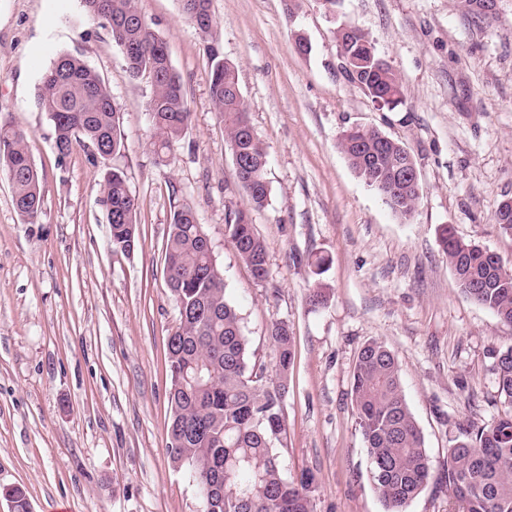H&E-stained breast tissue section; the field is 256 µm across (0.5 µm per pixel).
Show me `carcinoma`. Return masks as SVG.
<instances>
[{
	"label": "carcinoma",
	"instance_id": "cac0c4a2",
	"mask_svg": "<svg viewBox=\"0 0 512 512\" xmlns=\"http://www.w3.org/2000/svg\"><path fill=\"white\" fill-rule=\"evenodd\" d=\"M185 18L202 36L210 60V97L224 122L232 155L241 169L244 208H230L225 224L238 257L254 278L268 275L267 251L254 232L251 212L266 207L271 189L266 178L267 151L248 119L234 63L224 57L210 0H179ZM83 15L102 24L121 48L134 78L150 83L152 149L168 162L190 122L186 94L165 43L141 15L136 0H81ZM345 53L344 72L370 97L388 93L403 104L399 79L369 38L336 32ZM37 104L54 127V149L62 164L81 148L103 166L100 202L106 212L112 248L129 254L139 236L138 198L125 171L109 161L123 141L120 107L100 75L80 57L61 53L43 74ZM349 164L387 205L410 217L420 183L400 176L410 150L374 128L340 138ZM0 163L12 183L13 202L29 223L42 212V178L26 145V134L0 125ZM194 209L174 210L165 250L166 284L179 309L169 336L171 419L167 448L175 466L187 468L197 487L210 491L212 512H314L313 478L290 480L273 448L286 434L283 405L288 394L294 341L288 321L275 319L270 338L273 371L254 359L236 307L226 297L224 271L206 248ZM440 245L448 256L461 292L512 325V268L488 250L455 235L446 226ZM495 371L500 401L498 419L463 427L448 448L447 466L433 478L423 434L408 406L395 354L379 340L366 342L353 369L352 402L369 456L375 488L386 512H406L429 484L448 491L462 512H512V346L497 354ZM0 495L14 512H28L19 488Z\"/></svg>",
	"mask_w": 512,
	"mask_h": 512
}]
</instances>
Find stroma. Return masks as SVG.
Returning <instances> with one entry per match:
<instances>
[{"mask_svg":"<svg viewBox=\"0 0 512 512\" xmlns=\"http://www.w3.org/2000/svg\"><path fill=\"white\" fill-rule=\"evenodd\" d=\"M165 41L191 123L169 163L151 147L150 86L79 0H0V124L26 131L43 176L36 223L17 212L0 167V488L30 512H199L171 461L168 338L179 312L165 282L178 206L191 205L224 271L257 359L286 319L294 358L277 452L288 476L312 472L314 512H384L351 402L361 347L396 355L433 474L460 427L504 410L494 365L512 326L466 298L442 251L451 227L512 265V234L493 221L512 196V0L474 20L464 0H211L224 56L268 153L267 206L253 214L268 253L256 280L225 224L242 207L229 141L210 98L204 43L178 0H137ZM365 32L392 65L404 103L380 108L342 72L340 25ZM310 45L298 53L297 35ZM79 56L122 115L124 168L140 203L133 252H113L101 171L75 151L58 164L35 101L56 53ZM370 126L413 154L421 193L402 219L351 168L343 130ZM325 257L322 274L312 263ZM327 301L312 306L309 290Z\"/></svg>","mask_w":512,"mask_h":512,"instance_id":"1","label":"stroma"}]
</instances>
